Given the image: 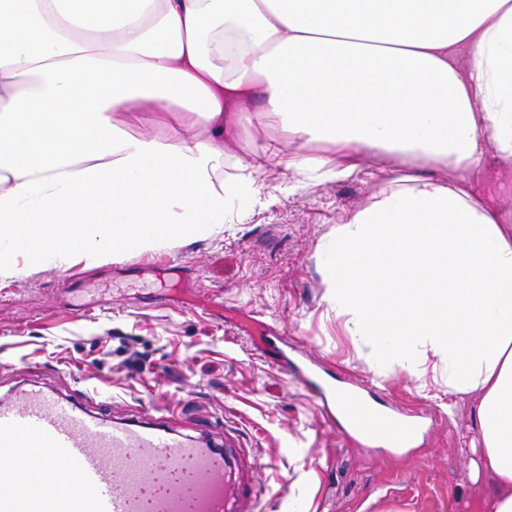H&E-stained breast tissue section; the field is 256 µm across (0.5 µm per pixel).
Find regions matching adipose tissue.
<instances>
[{"instance_id": "obj_1", "label": "adipose tissue", "mask_w": 512, "mask_h": 512, "mask_svg": "<svg viewBox=\"0 0 512 512\" xmlns=\"http://www.w3.org/2000/svg\"><path fill=\"white\" fill-rule=\"evenodd\" d=\"M263 123L331 154L253 149L214 189L225 137ZM491 150L512 157V0H0V237L22 256L0 270L210 233L273 158L332 179L367 154L456 171L350 212L325 302L389 361L413 372L428 348L449 394L479 393L466 512H512V225L468 180ZM147 116L144 112H120L116 118L130 134L148 135L153 134L155 130L146 121Z\"/></svg>"}]
</instances>
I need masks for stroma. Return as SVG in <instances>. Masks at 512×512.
Here are the masks:
<instances>
[{
	"mask_svg": "<svg viewBox=\"0 0 512 512\" xmlns=\"http://www.w3.org/2000/svg\"><path fill=\"white\" fill-rule=\"evenodd\" d=\"M268 144L282 154L302 148L278 127L247 128L225 142L213 186L235 174L250 146ZM417 173L449 176L427 162L368 154L348 177L300 184L273 161L254 174L262 191L251 208L229 212L208 237L99 265L75 257L62 268L0 276V397L95 389L91 410L122 421L164 404L197 409L209 420L201 440L253 449L263 462L261 512H295L299 498L310 512H464L481 447L478 393L450 395L433 356L416 377L379 363L323 299L329 234L382 180ZM472 191L512 224V160L490 155ZM256 320L298 358L418 412L424 434L397 452L347 442L259 350Z\"/></svg>",
	"mask_w": 512,
	"mask_h": 512,
	"instance_id": "stroma-1",
	"label": "stroma"
}]
</instances>
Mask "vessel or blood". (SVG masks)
<instances>
[{"mask_svg":"<svg viewBox=\"0 0 512 512\" xmlns=\"http://www.w3.org/2000/svg\"><path fill=\"white\" fill-rule=\"evenodd\" d=\"M270 359L300 379L325 423L367 448L410 446L416 417L344 390L335 372L308 365L265 343ZM174 414L113 422L43 391L0 398V512H255L260 463L244 448L216 452L173 429ZM41 462L30 473L28 459Z\"/></svg>","mask_w":512,"mask_h":512,"instance_id":"vessel-or-blood-1","label":"vessel or blood"}]
</instances>
